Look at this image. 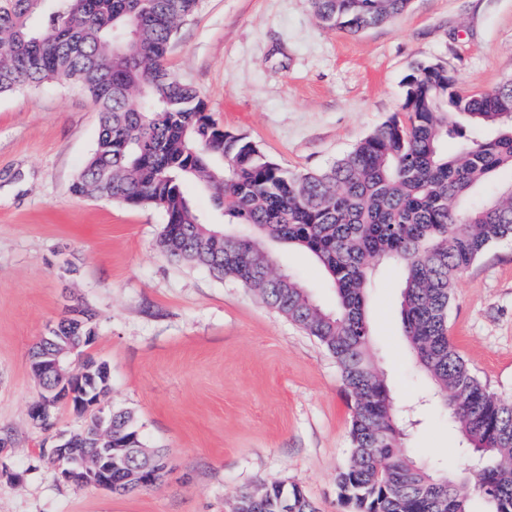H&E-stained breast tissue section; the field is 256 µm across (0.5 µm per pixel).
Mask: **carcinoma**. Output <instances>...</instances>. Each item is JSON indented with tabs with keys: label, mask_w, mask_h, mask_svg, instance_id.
<instances>
[{
	"label": "carcinoma",
	"mask_w": 512,
	"mask_h": 512,
	"mask_svg": "<svg viewBox=\"0 0 512 512\" xmlns=\"http://www.w3.org/2000/svg\"><path fill=\"white\" fill-rule=\"evenodd\" d=\"M0 0V95L48 80L83 87L100 124L95 148L72 185L80 196L162 210L157 247L253 291L335 358L353 400L351 455L337 477L356 512H512V401L490 391L448 335L458 277L486 249L512 239V181L480 203L477 189L512 170V81L480 93L448 87V70L419 65L405 78L403 116L379 124L327 167L293 173L245 137L222 128L166 56L197 0ZM410 0H311L316 21L359 33L403 13ZM490 129L487 138L467 128ZM210 194L224 224L204 219L184 191ZM239 226L231 233L223 225ZM309 252L336 289L326 310L275 267L269 244ZM403 268L400 317L432 404L447 415L474 470L440 473L403 455L405 421L371 350L367 291L377 263ZM59 321L49 349L95 336V313ZM112 447L137 468L163 470L134 415L112 411ZM235 512H318L296 484L263 483Z\"/></svg>",
	"instance_id": "carcinoma-1"
}]
</instances>
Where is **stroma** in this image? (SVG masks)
Listing matches in <instances>:
<instances>
[{"instance_id":"35a3bbf8","label":"stroma","mask_w":512,"mask_h":512,"mask_svg":"<svg viewBox=\"0 0 512 512\" xmlns=\"http://www.w3.org/2000/svg\"><path fill=\"white\" fill-rule=\"evenodd\" d=\"M427 63L466 93L512 80V0H410L356 34L320 26L310 0H199L167 54L218 124L296 173L326 167L401 112L406 76ZM98 128L77 85L0 95V429L11 434L0 512H234L239 492L273 481L299 485L318 512H353L336 489L352 409L334 358L249 290L160 253L162 210L74 195ZM274 254L335 305L308 254L285 245ZM402 284L399 265L377 268L374 353L396 407L418 412L405 453L453 467L460 437L430 406L402 334ZM76 303L96 313L89 352L110 367L105 407L133 410L146 446L168 457L156 487H75L40 455L87 422L70 408L51 429L28 417L39 395L29 351ZM448 333L475 375L512 400V239L458 279Z\"/></svg>"}]
</instances>
